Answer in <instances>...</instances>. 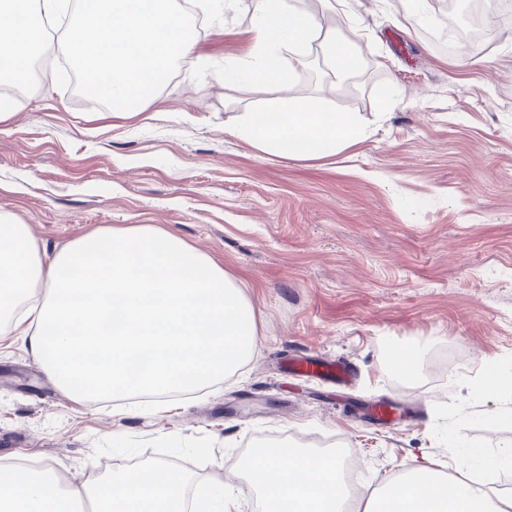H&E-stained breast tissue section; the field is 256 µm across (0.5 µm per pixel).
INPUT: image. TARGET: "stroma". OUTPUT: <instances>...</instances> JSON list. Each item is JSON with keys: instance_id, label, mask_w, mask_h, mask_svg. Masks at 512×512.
Wrapping results in <instances>:
<instances>
[{"instance_id": "1", "label": "stroma", "mask_w": 512, "mask_h": 512, "mask_svg": "<svg viewBox=\"0 0 512 512\" xmlns=\"http://www.w3.org/2000/svg\"><path fill=\"white\" fill-rule=\"evenodd\" d=\"M191 54L135 112L59 88L52 56L38 86L0 115V216L55 253L95 231L151 224L221 265L253 309L257 347L242 372L170 409L70 399L21 337L0 339V463L35 461L64 481L161 462L190 485L242 484L251 448L353 449L362 487L441 463L484 479L468 446L496 452L499 399L471 389L486 364L512 371V25L483 17L493 45L440 46L447 0H346L323 28L355 47L334 73L319 43L283 51L286 96L359 113L362 141L317 159L262 151L232 134L244 113L277 106L245 66L250 15L225 21L199 0ZM422 346L414 379L398 346ZM348 363L339 388L296 358ZM393 405L390 425L356 417Z\"/></svg>"}]
</instances>
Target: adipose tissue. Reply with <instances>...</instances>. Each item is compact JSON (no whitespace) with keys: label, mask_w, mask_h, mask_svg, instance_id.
Masks as SVG:
<instances>
[{"label":"adipose tissue","mask_w":512,"mask_h":512,"mask_svg":"<svg viewBox=\"0 0 512 512\" xmlns=\"http://www.w3.org/2000/svg\"><path fill=\"white\" fill-rule=\"evenodd\" d=\"M228 13L249 12L255 22L256 77L278 89L290 76L277 54L321 40L331 67L340 73L356 64L352 44L322 36L317 12L304 0H224ZM234 132L259 149L283 156L330 153L359 140L365 128L358 113L331 112L309 97L296 105L244 113ZM245 482L261 496L264 512H341L350 494L343 463L334 453L312 455L294 448H253ZM184 475L156 463L118 470L108 480L60 485L47 473L0 464V512H50L51 504L89 502L93 512H236L239 490L200 487L193 509L185 507ZM350 502V501H349ZM353 504V503H352ZM354 512H512V492L449 480L434 464L407 470L353 504Z\"/></svg>","instance_id":"1"}]
</instances>
